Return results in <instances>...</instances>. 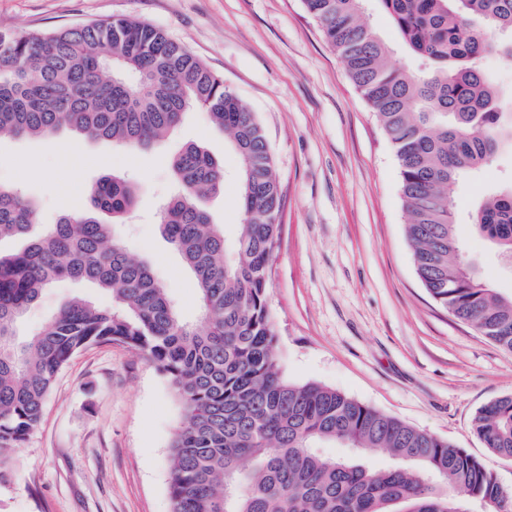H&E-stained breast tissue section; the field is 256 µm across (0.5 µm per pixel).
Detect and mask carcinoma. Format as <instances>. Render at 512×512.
I'll return each mask as SVG.
<instances>
[{
    "instance_id": "obj_1",
    "label": "carcinoma",
    "mask_w": 512,
    "mask_h": 512,
    "mask_svg": "<svg viewBox=\"0 0 512 512\" xmlns=\"http://www.w3.org/2000/svg\"><path fill=\"white\" fill-rule=\"evenodd\" d=\"M366 0H302L375 113L398 162L411 219L415 272L457 319L512 352V297L497 295L463 256L450 186L489 163L512 128L480 68L482 55L512 57V0H376L402 41L429 67L395 65L362 22ZM191 111L209 114L238 159L243 214L228 241L201 200L224 190V166L201 144L172 159L179 191L163 204L164 237L192 274L200 317L182 318L145 260L130 256L102 224L124 221L136 185L114 172L90 188L94 210L47 232L34 204L0 187V240L28 237L0 253V474L9 452L39 424L58 371L78 350L120 342L142 352L171 383L184 422L170 443L172 512H512L479 459L435 435L317 384L282 378L266 293L280 237L282 195L265 132L224 78L149 22L116 17L53 32L0 34V134L46 137L61 127L130 153L167 137ZM473 227L512 263V182L488 193ZM60 279L112 295L104 307L64 301L35 335L17 323ZM473 433L512 458V395L482 406ZM352 452L326 460L320 445ZM386 452L400 465L378 469Z\"/></svg>"
}]
</instances>
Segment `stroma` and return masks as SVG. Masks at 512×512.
Instances as JSON below:
<instances>
[{
	"mask_svg": "<svg viewBox=\"0 0 512 512\" xmlns=\"http://www.w3.org/2000/svg\"><path fill=\"white\" fill-rule=\"evenodd\" d=\"M117 16L165 29L222 75L264 126L283 198L267 302L285 379L338 390L448 439L512 489V458L494 453L471 430L478 409L512 394V352L423 288L405 234L410 217L394 150L301 0H0V31L7 33ZM364 18L393 62L423 69L375 0ZM190 141L224 166V190L205 206L234 240L242 222L232 183L237 158L204 112L186 113L171 137L134 154L65 130L1 136L0 185L35 202L43 230L89 209V187L101 175L132 176L137 209L120 225V239L133 257L149 262L181 316L194 321L196 284L159 219L174 189L172 157ZM63 144L72 149L67 166L58 152ZM511 178L506 143L451 193L472 268L506 297L512 270L474 231L471 215L488 191ZM74 296L109 301L86 284L54 282L23 315L20 335L35 334ZM183 417L169 381L142 353L119 343L78 351L60 370L37 428L9 454L0 512H171L170 441Z\"/></svg>",
	"mask_w": 512,
	"mask_h": 512,
	"instance_id": "35a3bbf8",
	"label": "stroma"
}]
</instances>
